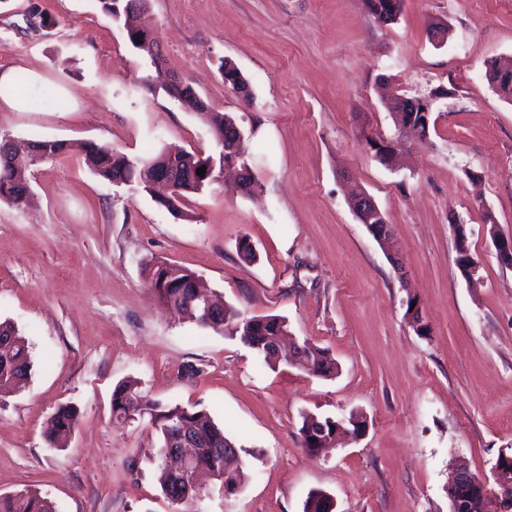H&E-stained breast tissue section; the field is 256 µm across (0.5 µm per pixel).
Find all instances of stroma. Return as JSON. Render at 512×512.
<instances>
[{
	"mask_svg": "<svg viewBox=\"0 0 512 512\" xmlns=\"http://www.w3.org/2000/svg\"><path fill=\"white\" fill-rule=\"evenodd\" d=\"M435 19L448 24L440 43ZM140 22L165 70L235 119L256 189L220 181L178 215L74 151L34 171L30 206L0 203V321L33 364L0 399V494L31 488L56 512H172L148 461L153 429L112 421L114 387L134 378L162 403L207 408L246 450L236 492L211 482L192 512H303L315 490L335 512H449L455 463L490 480L512 456V266L491 238L512 236V103L485 78L488 62L512 61V0H403L387 26L361 0H149ZM225 59L251 102L226 86ZM6 66L35 109L0 112L1 137L216 153L194 110L144 86L149 57L96 0H0ZM438 88L426 139L399 169L382 164L366 139L397 135L384 96ZM346 174L391 225L401 270L350 208ZM243 236L254 262L237 253ZM461 243L475 279L457 265ZM149 259L194 272L245 315L285 317L336 375L269 366L179 319L150 288ZM412 299L427 334L409 322ZM68 404L77 425L49 447L46 424ZM305 413H359L368 428L311 455Z\"/></svg>",
	"mask_w": 512,
	"mask_h": 512,
	"instance_id": "obj_1",
	"label": "stroma"
}]
</instances>
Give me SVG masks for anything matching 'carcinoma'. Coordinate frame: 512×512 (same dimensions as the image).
<instances>
[{"instance_id": "1", "label": "carcinoma", "mask_w": 512, "mask_h": 512, "mask_svg": "<svg viewBox=\"0 0 512 512\" xmlns=\"http://www.w3.org/2000/svg\"><path fill=\"white\" fill-rule=\"evenodd\" d=\"M101 9L115 20L128 18L131 0H97ZM394 0H362L365 11L374 20L390 19L393 16ZM486 77L492 89L503 99L512 101V69H504L499 63L489 64ZM384 105L392 115L394 123H408L419 119V113L403 112L400 103L389 97ZM199 117L211 125L215 132L217 150H222L229 134L235 132V120L226 113L201 112ZM10 139H0V201L17 204V183L27 177L20 170L12 155ZM75 150L83 155L88 168L100 178L116 184L135 183L142 189L151 190L152 174L158 170L175 169L181 174L176 197L164 204L168 210L180 214L182 205L191 194H196L211 184L212 178L197 174L200 159L191 152L176 154L159 153L150 158L131 157L108 145L83 143L77 146L59 142L50 151L54 159L65 151ZM148 282L159 299L169 308L190 316L198 325L216 333L239 340L253 347L260 345L257 354L264 360H282L291 366L321 377L336 374L337 365L329 351L308 341L303 342L304 356L288 351L276 352L268 349L265 340L270 336L288 333L285 318L277 315L245 316L230 306L216 315L196 295L193 279L195 274L162 261L148 260L143 263ZM31 372L29 346L16 327L9 321H0V398L13 393ZM112 419L118 424L128 421H145L155 431L159 447L150 461L163 462L164 450L179 430L191 433L197 443V451L189 468L161 476V492L175 507L174 512H190L187 506L200 499L208 483L220 480L224 488L232 490L236 484V472L243 448L236 446L203 407H184L162 404L149 398L136 380L118 384L112 392ZM79 412L76 407L66 405L58 408L52 416L45 434L46 442L54 446L62 436L74 430ZM330 435L336 430V420L331 417L315 418L302 416L299 428L302 447L316 454L311 444L312 427ZM334 504L321 491H313L305 501L303 512H333ZM0 512H55L51 502L37 491L25 488L12 494L0 495Z\"/></svg>"}]
</instances>
